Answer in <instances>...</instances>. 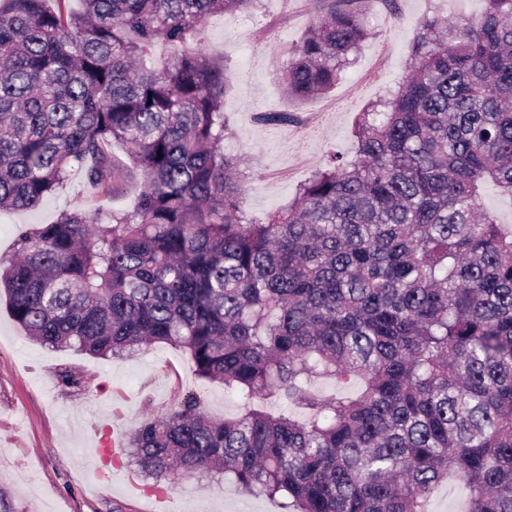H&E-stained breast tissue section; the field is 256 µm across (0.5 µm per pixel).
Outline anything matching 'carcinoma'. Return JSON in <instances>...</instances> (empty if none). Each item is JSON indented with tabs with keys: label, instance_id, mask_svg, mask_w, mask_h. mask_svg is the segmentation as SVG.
<instances>
[{
	"label": "carcinoma",
	"instance_id": "obj_1",
	"mask_svg": "<svg viewBox=\"0 0 512 512\" xmlns=\"http://www.w3.org/2000/svg\"><path fill=\"white\" fill-rule=\"evenodd\" d=\"M49 2L0 0V211L78 168L106 197L140 193L94 225L64 209L19 229L0 255L10 315L98 358L186 351L246 406L212 419L185 395L128 438L141 468L169 485L224 474L284 512H426L449 480L462 512H512V225L483 204L489 187L512 199V0L425 16L353 156L262 218L224 153L225 65L199 42L259 0ZM312 3L281 75L297 103L333 89L369 35L372 0ZM322 379L359 389L324 399Z\"/></svg>",
	"mask_w": 512,
	"mask_h": 512
}]
</instances>
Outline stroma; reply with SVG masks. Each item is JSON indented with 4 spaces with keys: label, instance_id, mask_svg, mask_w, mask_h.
<instances>
[{
    "label": "stroma",
    "instance_id": "1",
    "mask_svg": "<svg viewBox=\"0 0 512 512\" xmlns=\"http://www.w3.org/2000/svg\"><path fill=\"white\" fill-rule=\"evenodd\" d=\"M481 8V0H398L393 13L373 5L367 16L372 35L354 64L330 93L303 104L285 98L279 77L288 62L286 46L299 40L312 18L310 0H266L231 24L210 23L202 46L227 64L224 151L241 162L243 208L262 216L287 206L297 185L330 156L353 154L356 118L402 81L424 15L436 10L454 17ZM270 110L291 112L297 121L284 128L264 124L259 115ZM108 204L82 171H73L36 208L0 212V254L11 251L19 226L51 223L69 207L82 209L92 222ZM65 369L81 373L82 387L60 382ZM190 392L215 419L244 409L222 385L198 378L188 353L164 344L120 359L40 345L12 320L1 296L0 493L16 512H150L153 480L125 455L119 478L102 482L105 467L97 450L104 439L133 431ZM166 501L174 512H282L276 500L207 474L168 490Z\"/></svg>",
    "mask_w": 512,
    "mask_h": 512
}]
</instances>
